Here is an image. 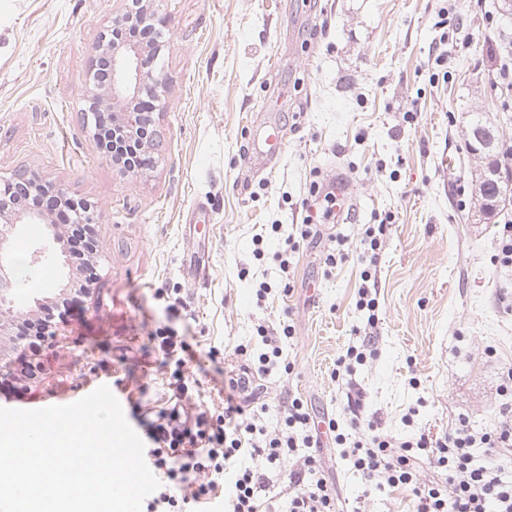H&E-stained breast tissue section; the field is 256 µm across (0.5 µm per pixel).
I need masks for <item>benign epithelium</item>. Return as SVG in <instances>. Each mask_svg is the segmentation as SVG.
Masks as SVG:
<instances>
[{"label":"benign epithelium","mask_w":512,"mask_h":512,"mask_svg":"<svg viewBox=\"0 0 512 512\" xmlns=\"http://www.w3.org/2000/svg\"><path fill=\"white\" fill-rule=\"evenodd\" d=\"M110 82L107 97L115 103L124 105L123 111L112 113V123L128 130H136L145 121L151 120L153 113L144 114L133 108L140 90L150 86L155 91V104L158 108L162 102L165 82L153 68L151 58L135 45L112 51L108 60ZM23 224H42L46 230L47 245L35 251V257H42L46 251L52 252V259L62 264L66 263V250L58 225L48 221L43 210L31 208L15 215L12 222L0 225V245L3 246L11 239ZM15 278L12 264L0 260V309L13 308Z\"/></svg>","instance_id":"7a95c632"}]
</instances>
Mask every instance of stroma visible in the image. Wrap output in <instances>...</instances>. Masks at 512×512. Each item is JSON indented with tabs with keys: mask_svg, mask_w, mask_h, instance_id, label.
I'll return each mask as SVG.
<instances>
[{
	"mask_svg": "<svg viewBox=\"0 0 512 512\" xmlns=\"http://www.w3.org/2000/svg\"><path fill=\"white\" fill-rule=\"evenodd\" d=\"M498 2L158 0L166 88L155 163L121 177L83 103L101 35L127 0H0V179L22 167L92 201L100 275L43 340L33 376L20 371L18 339L0 337L9 364L0 378L10 384L0 407L67 405L106 385L138 433L176 403L219 415L232 349L258 355V325L290 324L277 365L257 378L266 425L279 427L284 397L301 398L324 434L319 475L338 512H413L411 490H368L326 437L327 420L344 431L350 418L334 372L349 343L373 334L377 354L352 377L364 390L362 416L396 436L436 439L462 414L483 429L500 409L501 372L512 365V266L496 255L512 195L483 218L465 145L478 112L512 146V98L493 80L498 33L512 32V21L486 20ZM266 122L282 129L286 149L257 169L247 146ZM336 180L357 209L348 222L323 224L317 242L280 268L273 253L295 236L311 186ZM381 222L376 265L353 254L324 265L337 237L353 250L366 225ZM258 235L268 249L259 261ZM43 239L39 224L14 238L13 254L24 257L17 309L61 298L65 268L32 256ZM371 266L373 327L356 306ZM175 299L183 307L173 312ZM164 327L198 357L182 394L150 341Z\"/></svg>",
	"mask_w": 512,
	"mask_h": 512,
	"instance_id": "obj_1",
	"label": "stroma"
}]
</instances>
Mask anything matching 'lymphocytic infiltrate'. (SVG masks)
I'll list each match as a JSON object with an SVG mask.
<instances>
[{"instance_id": "1", "label": "lymphocytic infiltrate", "mask_w": 512, "mask_h": 512, "mask_svg": "<svg viewBox=\"0 0 512 512\" xmlns=\"http://www.w3.org/2000/svg\"><path fill=\"white\" fill-rule=\"evenodd\" d=\"M132 37L151 52L163 50L145 0H129L105 43L120 47ZM153 133L150 123L132 133L106 124L113 165L126 173L147 170L151 160L147 146ZM27 206L46 209L61 222L63 243L79 272L73 290L78 295L88 293L96 280L94 226L82 219L90 201L60 195L50 185L38 183L24 194L7 198L0 212L10 217ZM293 333L289 325L278 333L259 328L264 350L256 362L245 364L225 380L223 417L212 421L206 413L190 416L174 408L148 424L153 446L145 462L158 475L160 486L147 512H173L179 504L200 500L216 479L224 483L227 512H261L258 491L275 477L287 484L288 512H336L334 494L316 476L318 460L312 450L319 447L321 438L310 425L304 401L290 398L283 407L281 428L270 431L260 425L253 394L244 383L246 376L268 371L281 354L282 337ZM350 428L345 434L336 421L327 423L343 457L366 482L379 488L411 487L416 512H512V406L501 408L492 425L481 431L473 429L467 416H458L448 435L435 441L423 434L399 438L357 416L351 418ZM287 455L294 458L288 467L283 464ZM424 464L437 469L439 480L420 482L419 469Z\"/></svg>"}]
</instances>
